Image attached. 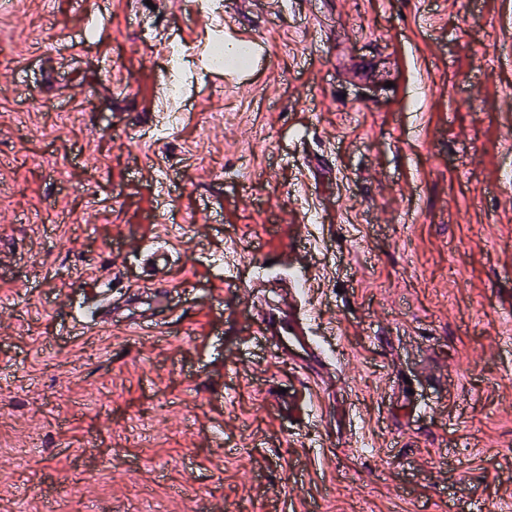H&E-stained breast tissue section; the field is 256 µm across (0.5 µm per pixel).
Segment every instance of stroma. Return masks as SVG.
I'll return each instance as SVG.
<instances>
[{
	"label": "stroma",
	"instance_id": "35a3bbf8",
	"mask_svg": "<svg viewBox=\"0 0 512 512\" xmlns=\"http://www.w3.org/2000/svg\"><path fill=\"white\" fill-rule=\"evenodd\" d=\"M220 2L0 0V512H499L512 0Z\"/></svg>",
	"mask_w": 512,
	"mask_h": 512
}]
</instances>
